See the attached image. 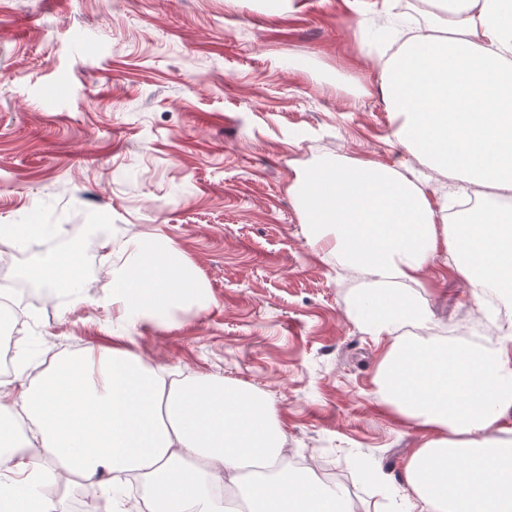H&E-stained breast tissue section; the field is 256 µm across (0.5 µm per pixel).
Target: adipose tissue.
<instances>
[{
    "label": "adipose tissue",
    "mask_w": 512,
    "mask_h": 512,
    "mask_svg": "<svg viewBox=\"0 0 512 512\" xmlns=\"http://www.w3.org/2000/svg\"><path fill=\"white\" fill-rule=\"evenodd\" d=\"M426 22L376 63L375 86L396 118L393 138L420 163L325 157L290 193L311 241L333 236L363 276L351 308L390 344L374 377L381 400L417 433L404 470L406 512H512V325L473 348L408 335L431 329L416 281L440 247L459 258L475 298L512 301V0H421ZM454 181L475 205L456 221L427 185ZM108 250L101 303L154 325L199 296L202 282L157 237ZM84 248L51 253L28 275L73 290ZM0 512H58L64 475L123 474L145 504L125 512H354L338 488L278 466L284 434L257 389L216 376L166 382L132 349L88 346L54 358L17 390H0ZM233 487V499L216 494Z\"/></svg>",
    "instance_id": "1"
}]
</instances>
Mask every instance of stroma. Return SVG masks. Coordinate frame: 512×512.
<instances>
[{
  "instance_id": "obj_1",
  "label": "stroma",
  "mask_w": 512,
  "mask_h": 512,
  "mask_svg": "<svg viewBox=\"0 0 512 512\" xmlns=\"http://www.w3.org/2000/svg\"><path fill=\"white\" fill-rule=\"evenodd\" d=\"M415 0H0V224H59L0 260V282L86 242L83 302L31 284L17 320L28 363L135 340L146 359L265 392L288 456L326 471L362 512H403L414 446L374 392L388 340L350 313L360 279L312 243L297 169L411 157L374 92L375 62ZM167 238L201 274L168 326L99 305L102 251ZM449 344L485 339L446 250L405 283ZM375 481L362 479L356 463Z\"/></svg>"
}]
</instances>
